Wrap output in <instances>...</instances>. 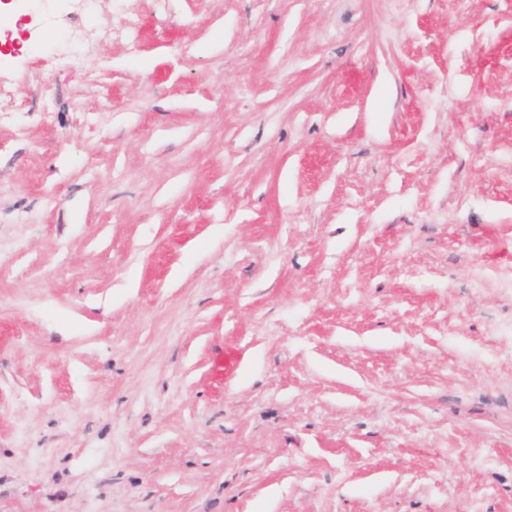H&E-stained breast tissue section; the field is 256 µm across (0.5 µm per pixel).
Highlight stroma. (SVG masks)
<instances>
[{
  "label": "stroma",
  "mask_w": 512,
  "mask_h": 512,
  "mask_svg": "<svg viewBox=\"0 0 512 512\" xmlns=\"http://www.w3.org/2000/svg\"><path fill=\"white\" fill-rule=\"evenodd\" d=\"M37 10L0 512H512V0Z\"/></svg>",
  "instance_id": "35a3bbf8"
}]
</instances>
